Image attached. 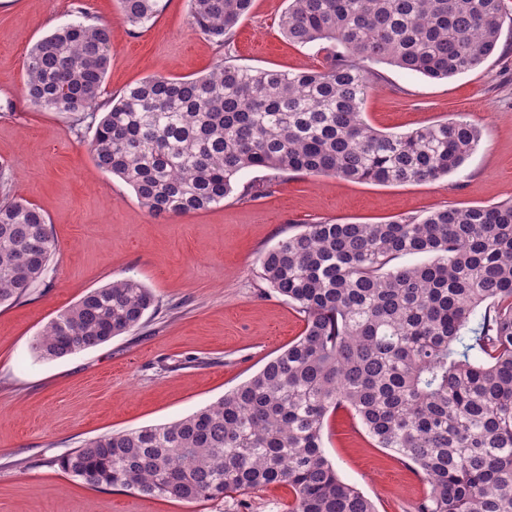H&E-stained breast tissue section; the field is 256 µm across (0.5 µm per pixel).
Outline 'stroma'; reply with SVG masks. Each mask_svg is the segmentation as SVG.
<instances>
[{
	"mask_svg": "<svg viewBox=\"0 0 512 512\" xmlns=\"http://www.w3.org/2000/svg\"><path fill=\"white\" fill-rule=\"evenodd\" d=\"M83 12H76L75 3ZM494 53L476 70L442 80L379 65L365 119L407 133L463 116L483 136L455 173L433 182L377 185L299 173L242 174L259 185L206 211L153 218L131 187L99 169L87 126L33 107L23 94L31 48L89 17L109 24L105 97L149 76L195 78L218 61L299 71L324 54L293 45L278 27L287 0H253L229 47L195 32L189 0H158L145 26L122 19L117 0H0V164L16 196L45 215L56 254L23 301L0 306V512H285L292 494L273 484L232 499L183 502L91 487L60 456L98 436L169 423L230 393L299 336L303 317L261 278L258 257L303 224H378L446 206L512 199V0ZM131 278L158 300L135 330L61 359L34 340L87 292ZM324 451L376 512H413L428 487L414 467L375 447L350 411L328 416Z\"/></svg>",
	"mask_w": 512,
	"mask_h": 512,
	"instance_id": "35a3bbf8",
	"label": "stroma"
}]
</instances>
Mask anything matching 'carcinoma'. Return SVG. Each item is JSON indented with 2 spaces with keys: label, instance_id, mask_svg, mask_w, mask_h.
Here are the masks:
<instances>
[{
  "label": "carcinoma",
  "instance_id": "obj_1",
  "mask_svg": "<svg viewBox=\"0 0 512 512\" xmlns=\"http://www.w3.org/2000/svg\"><path fill=\"white\" fill-rule=\"evenodd\" d=\"M143 26L157 0H118ZM252 0H190V23L222 46ZM503 0H289L279 29L327 53L320 70L218 63L196 78L148 77L101 101L106 24L75 22L37 43L23 91L36 108L91 119L98 168L161 219L224 203L246 171L382 185L458 171L481 131L464 117L408 133L365 119L378 64L431 80L495 51ZM0 165V305L26 297L56 253L45 216ZM420 256L412 265H398ZM268 288L303 315L288 347L224 398L168 424L113 432L61 456L84 484L195 502L271 484L288 512H375L323 449L347 409L378 448L428 485L414 512H512V200L381 224H306L258 258ZM156 303L132 279L86 293L35 339L47 359L127 333ZM476 326H471V323Z\"/></svg>",
  "mask_w": 512,
  "mask_h": 512
}]
</instances>
